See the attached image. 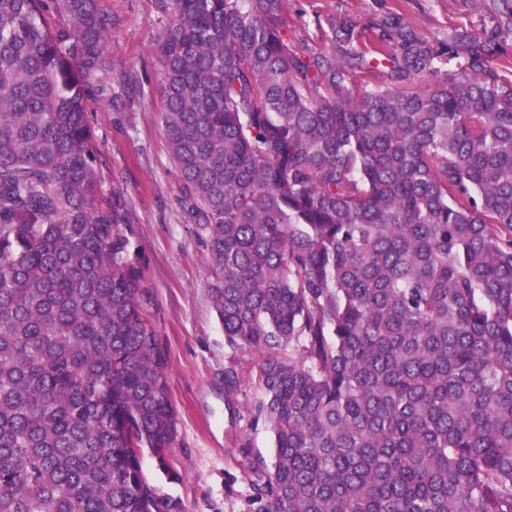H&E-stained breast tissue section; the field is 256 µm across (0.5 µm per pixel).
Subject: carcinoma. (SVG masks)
Segmentation results:
<instances>
[{"mask_svg": "<svg viewBox=\"0 0 512 512\" xmlns=\"http://www.w3.org/2000/svg\"><path fill=\"white\" fill-rule=\"evenodd\" d=\"M480 2L443 41L391 14L319 51L286 0L166 8L165 138L274 435L244 512H512V0ZM108 28L0 0V512H183L143 475L168 363L99 200Z\"/></svg>", "mask_w": 512, "mask_h": 512, "instance_id": "carcinoma-1", "label": "carcinoma"}]
</instances>
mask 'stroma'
Segmentation results:
<instances>
[{"label":"stroma","mask_w":512,"mask_h":512,"mask_svg":"<svg viewBox=\"0 0 512 512\" xmlns=\"http://www.w3.org/2000/svg\"><path fill=\"white\" fill-rule=\"evenodd\" d=\"M111 19L101 82L88 101L104 198L120 211L142 255L148 318L167 356L176 437L164 461L142 456L147 479L179 498L184 512H243L244 456L274 460L269 425L254 414L262 392L251 379L253 352L231 349L210 302L207 251L181 204L182 184L162 127L163 61L156 50L164 0H100ZM401 14L431 39L480 25L474 0H289L298 36L321 49L318 26ZM238 379L225 385L224 374Z\"/></svg>","instance_id":"1"}]
</instances>
